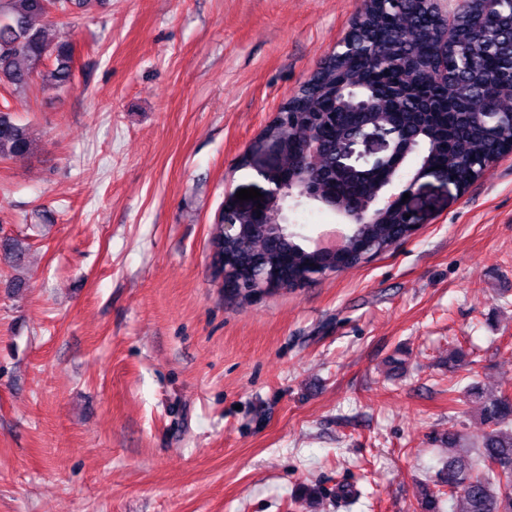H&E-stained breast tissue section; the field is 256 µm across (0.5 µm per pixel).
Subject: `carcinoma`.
I'll use <instances>...</instances> for the list:
<instances>
[{
	"instance_id": "cac0c4a2",
	"label": "carcinoma",
	"mask_w": 512,
	"mask_h": 512,
	"mask_svg": "<svg viewBox=\"0 0 512 512\" xmlns=\"http://www.w3.org/2000/svg\"><path fill=\"white\" fill-rule=\"evenodd\" d=\"M53 0H0V79L17 89L33 78L45 86L63 88L72 80L73 44L65 36L53 42L36 21L50 17ZM448 29V59L441 80L427 84V53L437 21ZM351 47L334 52L309 81L284 104L288 120L271 124L245 151L238 168L253 170L252 155L272 140L279 145L281 173L321 186L312 204L336 213L349 209V200L384 179H396L409 158L420 159L419 170L451 181L458 190L475 181L484 168L512 152L509 132L502 130L512 113V0H491L475 12L469 4L442 16L431 0H373L354 16ZM46 59L50 69H39ZM369 66L380 80L358 85V70ZM397 67L401 80L394 89L386 71ZM365 99L375 107L364 113L352 104ZM361 124L384 126L399 142V152L366 176L336 174V139ZM329 129L321 149V164L307 162L314 129ZM33 150L26 126L0 108V159H23ZM287 203L267 207V223L253 225L244 212L233 213L243 227L241 236L224 238V221L211 245L224 253V265L257 276L275 268L288 256V282L302 287L328 272L361 265L411 237L417 225L400 211H385L368 224H357L335 257L317 254L296 242L294 232L282 237L288 223ZM19 243L0 237V256L21 261ZM487 426L476 457L455 452L457 436H448V461L438 482L448 487V500L427 491L421 512H442L443 503L456 512H512V394L501 390L482 407Z\"/></svg>"
}]
</instances>
